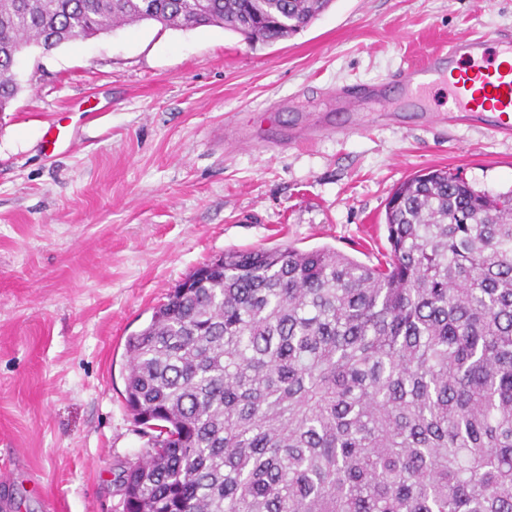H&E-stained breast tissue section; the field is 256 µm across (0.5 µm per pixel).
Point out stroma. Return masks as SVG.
Segmentation results:
<instances>
[{
	"mask_svg": "<svg viewBox=\"0 0 512 512\" xmlns=\"http://www.w3.org/2000/svg\"><path fill=\"white\" fill-rule=\"evenodd\" d=\"M474 34L512 35V0H333L273 43L143 21L19 57L0 115V512H122L149 446L125 341L197 267L288 246L377 263L389 195L430 169L512 191V139L423 125L401 95L366 103L361 133L266 145L300 112L339 121L337 88ZM231 119L249 146L225 148Z\"/></svg>",
	"mask_w": 512,
	"mask_h": 512,
	"instance_id": "1",
	"label": "stroma"
}]
</instances>
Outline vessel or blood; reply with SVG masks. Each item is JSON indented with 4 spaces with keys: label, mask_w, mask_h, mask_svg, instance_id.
Wrapping results in <instances>:
<instances>
[{
    "label": "vessel or blood",
    "mask_w": 512,
    "mask_h": 512,
    "mask_svg": "<svg viewBox=\"0 0 512 512\" xmlns=\"http://www.w3.org/2000/svg\"><path fill=\"white\" fill-rule=\"evenodd\" d=\"M418 98L439 84H447L455 109L479 123L491 134H512V36L491 38L473 35L449 43L447 48L431 52L425 64L409 66L392 77ZM361 86L343 87L337 92L352 119L341 128L319 121L302 120L285 138L295 143L301 136H325L334 132L351 135L364 125L356 117L358 99L367 96Z\"/></svg>",
    "instance_id": "b4317fda"
}]
</instances>
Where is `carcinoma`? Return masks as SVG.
<instances>
[{
    "mask_svg": "<svg viewBox=\"0 0 512 512\" xmlns=\"http://www.w3.org/2000/svg\"><path fill=\"white\" fill-rule=\"evenodd\" d=\"M332 0H0V112L30 46L117 25L288 38ZM377 265L232 250L127 337L152 448L123 512H512V194L400 183Z\"/></svg>",
    "mask_w": 512,
    "mask_h": 512,
    "instance_id": "1",
    "label": "carcinoma"
}]
</instances>
